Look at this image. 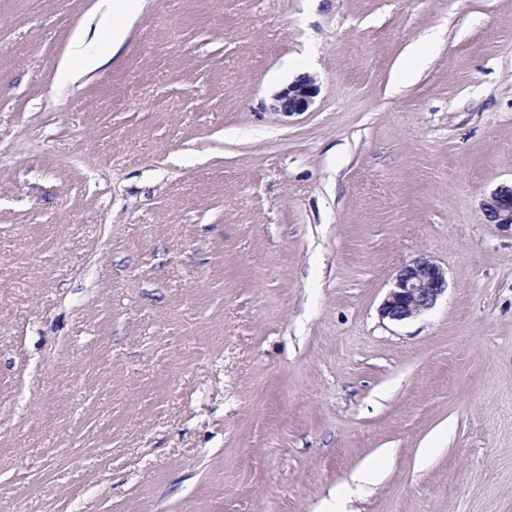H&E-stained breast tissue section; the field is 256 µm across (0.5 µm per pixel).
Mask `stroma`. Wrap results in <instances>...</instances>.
Returning a JSON list of instances; mask_svg holds the SVG:
<instances>
[{"label":"stroma","instance_id":"obj_1","mask_svg":"<svg viewBox=\"0 0 512 512\" xmlns=\"http://www.w3.org/2000/svg\"><path fill=\"white\" fill-rule=\"evenodd\" d=\"M106 9L0 0V512H512V0ZM96 44L95 40L86 41V36H81L75 42V46L78 49L76 51V55L81 58L78 69L82 71H90L104 63L105 56L104 54L93 48V45ZM317 93L315 80L309 75H301L275 96L273 110L285 116L306 112ZM484 215L489 223L512 233V186H502L483 204ZM447 287L445 271L426 257H416L398 269L393 287L380 306L383 318L403 322L432 309Z\"/></svg>","mask_w":512,"mask_h":512}]
</instances>
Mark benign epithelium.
Segmentation results:
<instances>
[{"mask_svg":"<svg viewBox=\"0 0 512 512\" xmlns=\"http://www.w3.org/2000/svg\"><path fill=\"white\" fill-rule=\"evenodd\" d=\"M318 93L315 80L301 75L275 96L273 110L285 116L309 109ZM486 220L512 231V186H502L484 203ZM447 287L445 271L426 257H416L398 269L393 287L380 306L382 317L394 322L415 318L432 309Z\"/></svg>","mask_w":512,"mask_h":512,"instance_id":"obj_1","label":"benign epithelium"}]
</instances>
